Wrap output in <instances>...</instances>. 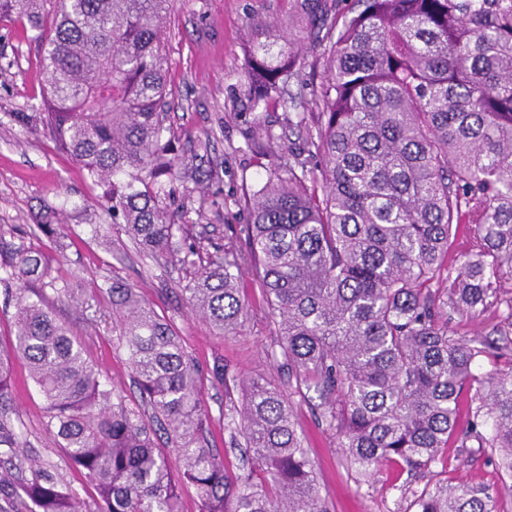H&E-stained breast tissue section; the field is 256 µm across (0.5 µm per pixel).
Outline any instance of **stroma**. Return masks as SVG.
Instances as JSON below:
<instances>
[{
  "label": "stroma",
  "instance_id": "35a3bbf8",
  "mask_svg": "<svg viewBox=\"0 0 512 512\" xmlns=\"http://www.w3.org/2000/svg\"><path fill=\"white\" fill-rule=\"evenodd\" d=\"M285 0H177L166 25L169 97L168 122L179 142L182 158L195 171L191 193L184 200L181 221L202 246L240 234L247 217L237 206L243 187L256 185L261 170L259 136L243 85L253 33L251 13L284 12ZM24 20L0 17V232L36 223L41 202L58 210L57 220L68 235V260L62 270H75L76 281L89 287L108 276L134 284L159 315L166 317L181 336L204 377L208 413L206 436L211 448L229 467L241 463V454L224 428V408L238 401L237 392H225L214 381V365L232 374H262L285 386L287 369L269 356L275 340L273 326L253 269H244L241 288L250 315L238 334L219 335L196 316L181 290L187 282L181 267L141 260L123 225L110 224L97 205L98 191L85 178L79 164L61 153L43 130L15 124L11 113L30 111L39 104L48 76L40 63L41 46ZM210 139V149L200 140ZM221 164V182L208 175ZM56 313L83 340L87 359L105 379L137 407L139 390L122 354L114 349L112 311L100 305L95 313L79 312L56 304ZM16 382L14 407L29 441V452L54 469L60 480L90 498L93 489L80 471L66 466L46 429L44 402L27 381L23 360L13 362ZM297 428L319 476L321 494L330 512H409L404 486L461 481L501 487L502 472L489 454L477 448L449 444L430 473L410 475L405 465L384 464L375 478L356 482L332 435L300 397L292 399Z\"/></svg>",
  "mask_w": 512,
  "mask_h": 512
}]
</instances>
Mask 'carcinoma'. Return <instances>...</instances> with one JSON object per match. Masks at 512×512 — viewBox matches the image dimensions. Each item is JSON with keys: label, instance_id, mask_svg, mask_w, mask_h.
Returning a JSON list of instances; mask_svg holds the SVG:
<instances>
[{"label": "carcinoma", "instance_id": "cac0c4a2", "mask_svg": "<svg viewBox=\"0 0 512 512\" xmlns=\"http://www.w3.org/2000/svg\"><path fill=\"white\" fill-rule=\"evenodd\" d=\"M176 0H0L36 32L48 85L38 106L10 117L40 127L103 188L97 203L153 258L179 263L191 309L223 335L249 306L236 284L250 266L275 326L270 357L288 363V391L262 376L214 378L236 389L233 471L201 440L202 373L180 336L136 288L73 278L0 235V291L14 304V339L0 350V491L24 512H329L297 431L292 396L313 393L357 480L386 462L438 463L448 441L488 448L512 479V370L481 371L512 346V0H285L281 16L249 18L243 81L255 109L290 105L304 146L246 190V244L210 252L174 220L176 137L164 32ZM323 50L305 100L304 50ZM56 209L18 238H45L65 256ZM474 227L448 256L453 229ZM112 309L116 349L136 377L131 408L84 357L53 301ZM493 309L500 342L449 330L453 316ZM26 361L65 464L84 474L89 505L25 452L10 365ZM470 395V429L456 401ZM165 431L160 447L146 421ZM415 512H500L499 492L459 484L412 492Z\"/></svg>", "mask_w": 512, "mask_h": 512}]
</instances>
